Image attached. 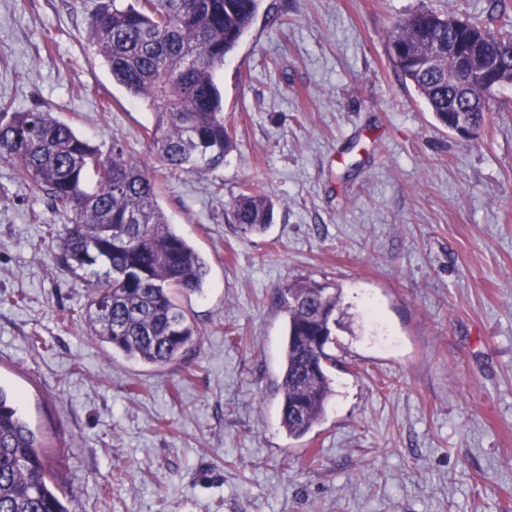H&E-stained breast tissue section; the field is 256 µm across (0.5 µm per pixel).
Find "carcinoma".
<instances>
[{
    "label": "carcinoma",
    "instance_id": "cac0c4a2",
    "mask_svg": "<svg viewBox=\"0 0 512 512\" xmlns=\"http://www.w3.org/2000/svg\"><path fill=\"white\" fill-rule=\"evenodd\" d=\"M261 0H103L90 14L87 40L130 97L154 111L144 131L159 167L118 141L104 151L54 113L0 109V159L17 182L44 192L70 224L59 238L58 263L89 280L83 318L112 355L155 367L175 362L200 336L179 303L202 292L208 267L177 234L158 200V176L207 172L224 165L234 140L224 123L216 71L248 32ZM481 50L500 61L499 87L512 85V14L494 0L472 24ZM448 16L424 9L396 19L388 41L405 79L443 126L484 124L494 94L464 85L448 66ZM468 107L457 112L455 106ZM244 233L265 229L273 203L249 187L234 199ZM287 336L280 385V424L306 435L335 395L328 367L343 327L341 295L316 282H290L279 294ZM44 445L0 387V512H69L56 492Z\"/></svg>",
    "mask_w": 512,
    "mask_h": 512
}]
</instances>
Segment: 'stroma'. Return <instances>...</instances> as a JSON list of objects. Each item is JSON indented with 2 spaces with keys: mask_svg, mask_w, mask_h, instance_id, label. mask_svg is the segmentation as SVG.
Listing matches in <instances>:
<instances>
[{
  "mask_svg": "<svg viewBox=\"0 0 512 512\" xmlns=\"http://www.w3.org/2000/svg\"><path fill=\"white\" fill-rule=\"evenodd\" d=\"M99 3L0 0V105L150 163L152 109L86 40ZM424 8L474 21L489 0H263L217 73L233 151L159 183L208 266L179 298L201 336L166 369L91 334L88 283L56 259L67 216L0 160V387L69 512H512V89L471 135L442 126L387 39ZM253 184L274 220L244 235L231 204ZM294 280L351 316L300 439L278 392Z\"/></svg>",
  "mask_w": 512,
  "mask_h": 512,
  "instance_id": "stroma-1",
  "label": "stroma"
}]
</instances>
